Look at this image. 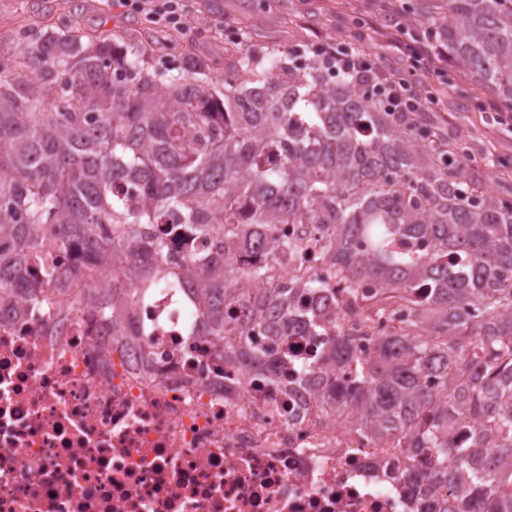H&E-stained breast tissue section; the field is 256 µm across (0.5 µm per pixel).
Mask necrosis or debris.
<instances>
[{
	"instance_id": "1",
	"label": "necrosis or debris",
	"mask_w": 512,
	"mask_h": 512,
	"mask_svg": "<svg viewBox=\"0 0 512 512\" xmlns=\"http://www.w3.org/2000/svg\"><path fill=\"white\" fill-rule=\"evenodd\" d=\"M166 230L170 270L198 242L178 216ZM264 234L299 245L273 261L262 288L320 282L299 310L321 330L255 332L250 348L274 366L249 374L223 339L203 335L197 293L157 279L135 298L133 325H121L101 300L111 273L75 248L41 250L33 295L0 296V512H409L429 497L394 478L429 458L322 410L296 367L340 337L372 359L406 310L350 305L322 249L335 225Z\"/></svg>"
}]
</instances>
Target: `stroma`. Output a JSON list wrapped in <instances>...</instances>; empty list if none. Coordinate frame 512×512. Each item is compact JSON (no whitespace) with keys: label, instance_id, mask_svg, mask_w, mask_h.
Listing matches in <instances>:
<instances>
[{"label":"stroma","instance_id":"35a3bbf8","mask_svg":"<svg viewBox=\"0 0 512 512\" xmlns=\"http://www.w3.org/2000/svg\"><path fill=\"white\" fill-rule=\"evenodd\" d=\"M406 0H187L184 28L161 31L142 12L127 11L106 0H0V41L53 28L71 19L86 32L122 28L135 39L181 47L221 58L224 47L246 40L248 46L308 48L334 38L357 44L395 78L433 92L427 124L447 130L463 144L462 175L485 184L500 200L512 202V128L500 124L499 103L474 83L469 73L413 71L394 47L396 22Z\"/></svg>","mask_w":512,"mask_h":512}]
</instances>
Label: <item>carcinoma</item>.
I'll use <instances>...</instances> for the list:
<instances>
[{"label":"carcinoma","instance_id":"1","mask_svg":"<svg viewBox=\"0 0 512 512\" xmlns=\"http://www.w3.org/2000/svg\"><path fill=\"white\" fill-rule=\"evenodd\" d=\"M430 27L448 60L512 112V0H446ZM156 44H130L120 30L88 34L61 23L39 41L0 43V236L30 255L76 243L84 257L146 284L167 251L178 211L198 237L221 234L195 255L182 280L200 292L213 336L224 308L242 307L240 339L255 325L300 336L291 308L261 289L269 256L292 240L257 242L259 259L236 270L225 244L262 224H334L323 249L347 291L380 315L402 301L406 333L383 339L370 363L343 338L308 362L320 404L357 415L360 430L435 449V465L399 478L426 486L470 477L475 512H512V204L460 181L459 142L428 128L420 112H386L351 74L334 82L316 55L295 64L240 45L213 60L182 52L174 73L154 68ZM136 182L142 206L122 205L114 183ZM146 227L130 239L133 225ZM398 237L428 239V252L400 251ZM430 284L421 299L416 289ZM130 301L113 284L105 304ZM343 365L342 383L327 371ZM475 423L471 444L454 422Z\"/></svg>","mask_w":512,"mask_h":512}]
</instances>
